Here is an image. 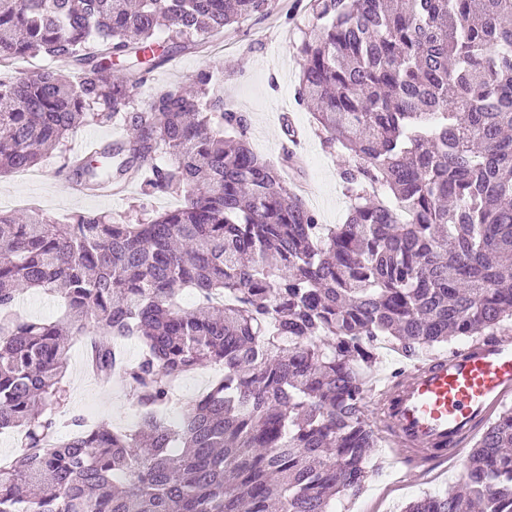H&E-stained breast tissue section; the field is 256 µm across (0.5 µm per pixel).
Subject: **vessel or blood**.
Masks as SVG:
<instances>
[{
  "label": "vessel or blood",
  "mask_w": 512,
  "mask_h": 512,
  "mask_svg": "<svg viewBox=\"0 0 512 512\" xmlns=\"http://www.w3.org/2000/svg\"><path fill=\"white\" fill-rule=\"evenodd\" d=\"M512 399V333L479 337L465 348L408 370L377 418L393 465L410 454L457 456L479 421Z\"/></svg>",
  "instance_id": "obj_1"
}]
</instances>
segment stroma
Masks as SVG:
<instances>
[{
	"instance_id": "1",
	"label": "stroma",
	"mask_w": 512,
	"mask_h": 512,
	"mask_svg": "<svg viewBox=\"0 0 512 512\" xmlns=\"http://www.w3.org/2000/svg\"><path fill=\"white\" fill-rule=\"evenodd\" d=\"M309 0H272L267 15L253 16L211 38L203 51H182L154 69L148 76V89L186 85L187 78L202 68L218 72L224 84V102L250 118V142L256 152L280 161L286 152H294L299 162L285 169L290 181L309 186L306 202L317 211L321 223L341 224L350 200L339 178L342 156L323 146L315 132V123L307 107L299 105L297 48L314 23ZM290 117L300 132L299 141L285 137L283 117ZM63 158L52 155L37 166V177L27 179L11 173L0 176V197L21 196L47 201L46 217L54 223H66L76 212H104L113 221L134 223L151 218L157 212L181 205L176 195H147L132 185L118 199L71 196V180L62 171ZM69 389L67 413L93 424L104 420L119 429L135 425L130 410L133 399L127 386L102 384L84 369V344L75 342L69 351L66 376ZM374 474L365 491L357 498L339 501L336 512H402L410 501L427 493H442L458 486L461 464L441 461L429 465L418 476L388 464L383 448L371 453Z\"/></svg>"
}]
</instances>
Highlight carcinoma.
<instances>
[{"mask_svg": "<svg viewBox=\"0 0 512 512\" xmlns=\"http://www.w3.org/2000/svg\"><path fill=\"white\" fill-rule=\"evenodd\" d=\"M270 0H0V173L35 167L81 121L126 139L90 180L149 173L147 194L184 203L147 222L106 213L53 224L0 211V512H331L372 473L370 369L391 342L406 358L512 323V0H310L297 99L323 143L347 153L342 224L319 223L249 144L213 71L139 93L185 39L268 12ZM49 64L29 76L20 59ZM128 64L125 77L112 66ZM201 307L186 310L182 292ZM29 290L64 316L20 319ZM115 376L139 425L59 435L69 341ZM223 374L175 422L174 383ZM469 494L404 512H512V406L478 424Z\"/></svg>", "mask_w": 512, "mask_h": 512, "instance_id": "1", "label": "carcinoma"}]
</instances>
